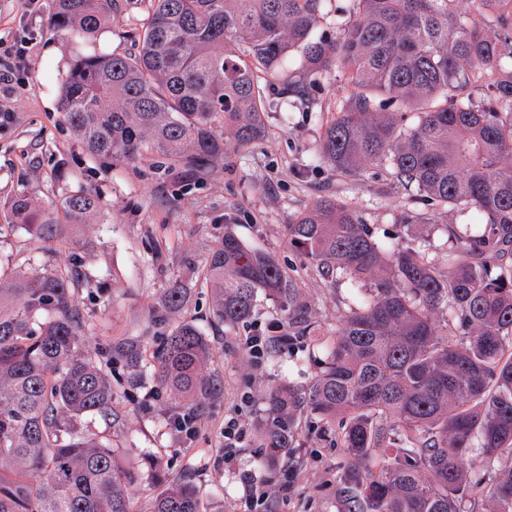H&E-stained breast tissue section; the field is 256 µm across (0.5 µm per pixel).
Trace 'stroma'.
Listing matches in <instances>:
<instances>
[{"label": "stroma", "instance_id": "obj_1", "mask_svg": "<svg viewBox=\"0 0 512 512\" xmlns=\"http://www.w3.org/2000/svg\"><path fill=\"white\" fill-rule=\"evenodd\" d=\"M49 7L50 0L33 5L0 0V37L25 43V76L4 100L10 119L0 121V201L27 187L37 190L42 203L84 188L101 196L104 206L89 223L60 225L51 238L12 223L0 210V274L80 262L84 276L71 285V298L83 318L86 345L103 353L116 338L142 335L172 281L190 288L191 299L177 318L203 333L212 351L206 372L220 384L199 411L192 433L173 429L175 403L165 392L148 378L130 388L120 365L112 373L116 421L88 415L79 424L118 448L122 462L138 470L137 498L161 492L165 479L187 475L200 492L202 512H240L250 483L265 475L259 466L258 424L266 392L285 381H311L326 356L320 336L332 335L352 304L346 279L319 275L290 245L288 226L294 217L317 199L336 197L380 241L412 242L429 258L450 246L441 225L463 230L478 217L471 209L455 208L430 222L420 219L421 205L381 167L360 182L336 177L319 154L331 118L326 108L344 90L332 71L320 76L315 95L289 93V84L304 75L297 55L265 89L264 137L248 148L229 149L194 188H185L183 177L158 159L93 158L59 112L61 83L77 56L135 52L149 0H113L112 14L92 44H73L54 34L48 27ZM408 214L415 215L414 223H404ZM228 231L272 254L295 278L318 338L300 339L255 362L242 347L243 337L275 328L288 331L277 301L261 300L244 326L229 328L215 320L198 266ZM246 392L252 396L248 404L241 400ZM232 417L249 433L237 466L228 470L222 461L223 433L225 420ZM349 464L338 444L302 421L292 453L281 463L288 492L271 493L266 512H343L342 476Z\"/></svg>", "mask_w": 512, "mask_h": 512}]
</instances>
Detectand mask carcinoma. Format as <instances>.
<instances>
[{"mask_svg": "<svg viewBox=\"0 0 512 512\" xmlns=\"http://www.w3.org/2000/svg\"><path fill=\"white\" fill-rule=\"evenodd\" d=\"M326 3L151 0L137 54L77 58L60 112L94 157L160 156L197 178L229 147L263 136L265 84L288 56L300 54L307 75L340 72L348 94L323 132L322 162L348 180L386 166L431 211L472 208L483 223L463 233L446 225L457 247L429 260L377 240L332 197L296 216L291 244L319 273L347 278L356 297L314 380L267 394L263 463L288 454L304 415L339 419L352 460L346 512H466L478 498L488 512H512V468L473 481L465 466L472 448L486 469L512 459V65L501 63L512 0H350V22L332 40L313 36ZM111 12L112 0H51L49 26L91 41ZM486 71L494 78L482 87ZM32 208L27 192L6 204L22 224ZM99 210V197L80 189L33 228L51 235L59 216L78 224ZM81 275L74 263L0 278V512H133L138 472L77 426L85 415L112 420V361L132 369V383L150 373L189 428L216 391L204 373L210 347L189 323L156 337L148 371L135 337L97 359L70 299ZM205 279L228 327L248 322L263 295L298 332L314 331L293 278L230 231L209 252ZM188 298L174 282L158 321ZM142 512H201L199 490L169 482Z\"/></svg>", "mask_w": 512, "mask_h": 512, "instance_id": "1", "label": "carcinoma"}]
</instances>
